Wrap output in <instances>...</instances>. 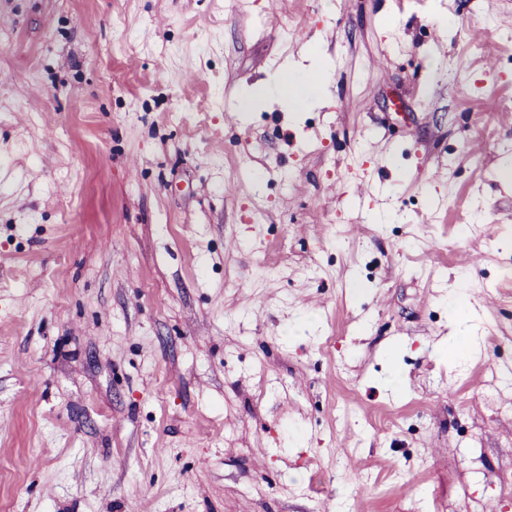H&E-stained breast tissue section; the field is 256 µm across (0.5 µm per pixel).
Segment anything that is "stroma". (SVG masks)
Wrapping results in <instances>:
<instances>
[{
  "label": "stroma",
  "mask_w": 512,
  "mask_h": 512,
  "mask_svg": "<svg viewBox=\"0 0 512 512\" xmlns=\"http://www.w3.org/2000/svg\"><path fill=\"white\" fill-rule=\"evenodd\" d=\"M507 153L512 0H0V512H512ZM307 62V63H306ZM328 75L323 64L307 52L300 55L278 80L281 99L294 111L317 107L326 100Z\"/></svg>",
  "instance_id": "obj_1"
}]
</instances>
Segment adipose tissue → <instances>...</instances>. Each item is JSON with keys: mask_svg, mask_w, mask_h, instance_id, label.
<instances>
[{"mask_svg": "<svg viewBox=\"0 0 512 512\" xmlns=\"http://www.w3.org/2000/svg\"><path fill=\"white\" fill-rule=\"evenodd\" d=\"M327 85L328 75L323 64L305 52L289 66L287 74L280 77L278 90L281 99L296 111L322 105Z\"/></svg>", "mask_w": 512, "mask_h": 512, "instance_id": "1", "label": "adipose tissue"}]
</instances>
